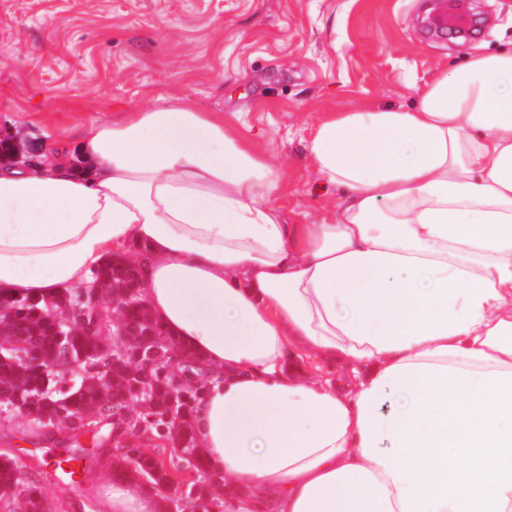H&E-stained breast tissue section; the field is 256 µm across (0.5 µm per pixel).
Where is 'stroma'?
Segmentation results:
<instances>
[{"label":"stroma","instance_id":"stroma-1","mask_svg":"<svg viewBox=\"0 0 512 512\" xmlns=\"http://www.w3.org/2000/svg\"><path fill=\"white\" fill-rule=\"evenodd\" d=\"M436 0H0V127L34 160L76 149L91 126L175 93L223 113L269 156L270 201L288 226L328 218L343 195L322 183L306 144L317 118L412 107L415 89L474 44L512 48V0H458L480 25L435 33ZM53 428L0 420V452L37 475L49 512H83L127 463L104 458L90 481L61 486Z\"/></svg>","mask_w":512,"mask_h":512}]
</instances>
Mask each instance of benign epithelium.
Here are the masks:
<instances>
[{
  "label": "benign epithelium",
  "instance_id": "benign-epithelium-1",
  "mask_svg": "<svg viewBox=\"0 0 512 512\" xmlns=\"http://www.w3.org/2000/svg\"><path fill=\"white\" fill-rule=\"evenodd\" d=\"M122 264L134 276V287L115 288L103 276H96L91 286L82 290L83 301L90 304L88 312L82 314L66 302L67 293L62 292L46 299L49 308V323L56 340V349L67 352L66 361L52 359L43 361L31 359L26 353L30 344L25 341L26 324L22 323L16 310L9 307V300L0 295V363L9 362L19 366L18 371L0 379V386L9 389L13 405L21 407V412L43 421H52L53 427L67 429L70 423L60 415L47 418L43 406L50 401L46 384L52 373L65 369L70 378L80 374L87 376L82 364L85 356L96 354L112 357V369L104 377L96 380L97 399L86 405L83 422L96 419L98 409L103 404L112 405L115 413L113 422L121 426L135 421L144 424L141 416L150 412V400L135 401L128 393V383L137 381L135 395L142 397L154 384L152 366L143 360L144 352L166 351L169 373L176 375L175 369L186 365L199 366L196 358L189 356L175 343L172 333L164 324L149 313L134 321L129 311L148 308L144 285L138 274V266L132 257L122 259ZM36 372L42 376L43 385L38 391L27 382L25 373Z\"/></svg>",
  "mask_w": 512,
  "mask_h": 512
}]
</instances>
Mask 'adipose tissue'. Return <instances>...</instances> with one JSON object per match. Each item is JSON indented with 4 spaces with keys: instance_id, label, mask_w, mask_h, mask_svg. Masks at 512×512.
Here are the masks:
<instances>
[{
    "instance_id": "ef3b65f1",
    "label": "adipose tissue",
    "mask_w": 512,
    "mask_h": 512,
    "mask_svg": "<svg viewBox=\"0 0 512 512\" xmlns=\"http://www.w3.org/2000/svg\"><path fill=\"white\" fill-rule=\"evenodd\" d=\"M413 108L319 119L343 188L293 230L268 158L180 96L0 169V290L137 256L151 312L208 367L193 429L221 512H512V51L471 48ZM342 364L301 378L289 351ZM97 512H161L115 479Z\"/></svg>"
}]
</instances>
